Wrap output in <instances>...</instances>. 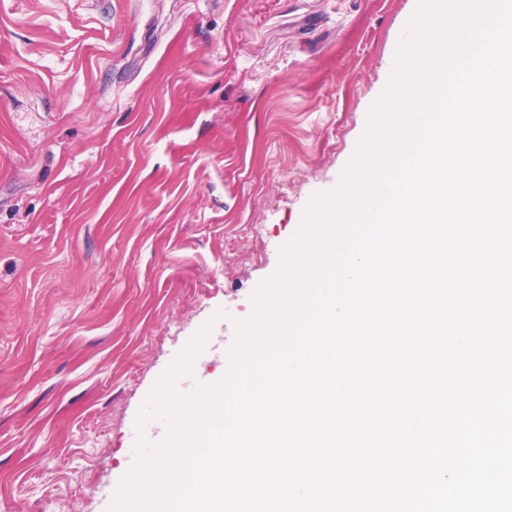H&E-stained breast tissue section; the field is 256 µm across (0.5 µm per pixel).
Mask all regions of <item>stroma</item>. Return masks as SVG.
<instances>
[{
  "instance_id": "obj_1",
  "label": "stroma",
  "mask_w": 512,
  "mask_h": 512,
  "mask_svg": "<svg viewBox=\"0 0 512 512\" xmlns=\"http://www.w3.org/2000/svg\"><path fill=\"white\" fill-rule=\"evenodd\" d=\"M417 0H0V512H110L319 193Z\"/></svg>"
}]
</instances>
